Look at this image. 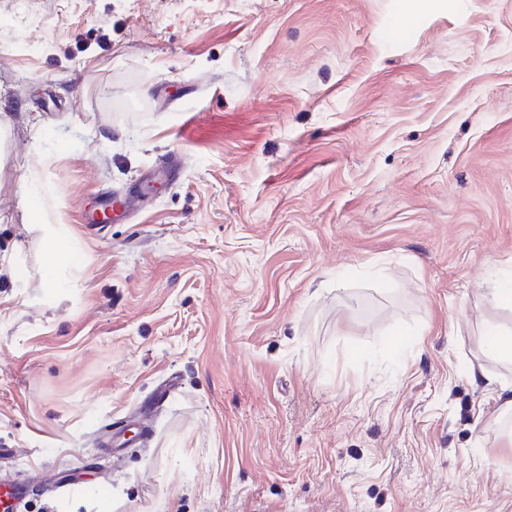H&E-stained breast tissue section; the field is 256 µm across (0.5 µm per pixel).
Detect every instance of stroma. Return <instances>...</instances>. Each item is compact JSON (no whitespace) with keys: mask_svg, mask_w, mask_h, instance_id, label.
Returning <instances> with one entry per match:
<instances>
[{"mask_svg":"<svg viewBox=\"0 0 512 512\" xmlns=\"http://www.w3.org/2000/svg\"><path fill=\"white\" fill-rule=\"evenodd\" d=\"M0 55L14 512H512V0H0ZM42 231L47 243V256L43 276L47 284L54 285L58 264L69 255L70 241L54 224H44ZM492 336L487 345V352L494 357L512 362V326H499Z\"/></svg>","mask_w":512,"mask_h":512,"instance_id":"obj_1","label":"stroma"}]
</instances>
